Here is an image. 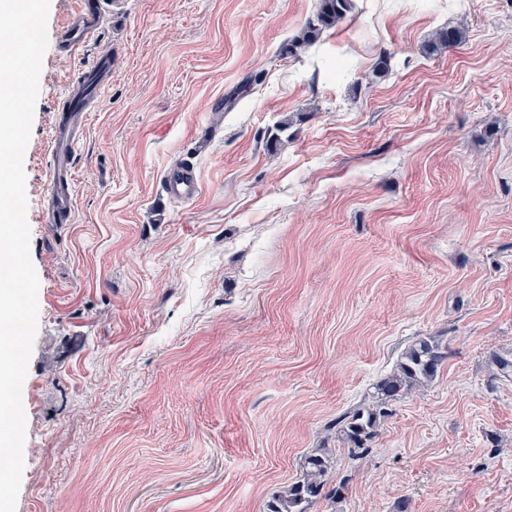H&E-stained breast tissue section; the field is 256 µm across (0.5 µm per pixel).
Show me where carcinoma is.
<instances>
[{
	"label": "carcinoma",
	"mask_w": 512,
	"mask_h": 512,
	"mask_svg": "<svg viewBox=\"0 0 512 512\" xmlns=\"http://www.w3.org/2000/svg\"><path fill=\"white\" fill-rule=\"evenodd\" d=\"M353 0H319L313 18L301 28L299 35L288 44V52L313 44L319 35L337 27L354 10ZM466 33L448 28L436 33L426 50L440 53L464 41ZM447 358L438 342L425 338L407 350L396 371L377 385V396L370 404L354 408L336 420V435L348 444V454L356 457L369 450L368 442L377 432L380 421L388 415V402L402 390L431 380ZM331 471L329 453L308 457L301 477L269 505L270 512H309L310 505L325 496L324 489Z\"/></svg>",
	"instance_id": "1"
}]
</instances>
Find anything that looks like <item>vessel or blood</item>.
Returning a JSON list of instances; mask_svg holds the SVG:
<instances>
[{
  "label": "vessel or blood",
  "instance_id": "1",
  "mask_svg": "<svg viewBox=\"0 0 512 512\" xmlns=\"http://www.w3.org/2000/svg\"><path fill=\"white\" fill-rule=\"evenodd\" d=\"M112 0H83V6L61 36L64 52H75L91 40L99 29ZM112 78V53L103 51L89 62L78 80L71 84L65 97L67 114L59 123L51 142L52 163L47 170L49 182V215L54 224L69 223L73 217L74 194L69 178L70 154L74 135L84 125L91 104L98 102L100 92ZM163 195L174 201H190L202 190L195 166L186 161L171 163L160 179Z\"/></svg>",
  "mask_w": 512,
  "mask_h": 512
}]
</instances>
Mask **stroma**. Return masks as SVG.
<instances>
[{"label": "stroma", "mask_w": 512, "mask_h": 512, "mask_svg": "<svg viewBox=\"0 0 512 512\" xmlns=\"http://www.w3.org/2000/svg\"><path fill=\"white\" fill-rule=\"evenodd\" d=\"M80 2L50 0L24 157L15 512H267L324 450L311 512H512V0H354L294 55L318 0H123L67 54ZM106 47L74 219L45 223L65 92ZM181 159L189 202L159 188ZM426 337L436 376L349 457L337 417ZM466 33L459 28H448L440 30L435 37L428 42L426 50L430 54L441 53L449 47L456 46L464 41ZM163 195L174 201L194 200L202 190L195 166L187 161H175L164 171L160 179Z\"/></svg>", "instance_id": "35a3bbf8"}]
</instances>
